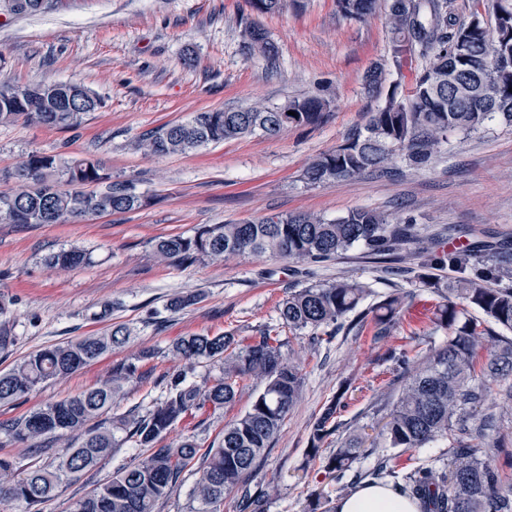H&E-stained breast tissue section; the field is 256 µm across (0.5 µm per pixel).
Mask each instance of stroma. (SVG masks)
I'll use <instances>...</instances> for the list:
<instances>
[{
	"instance_id": "stroma-1",
	"label": "stroma",
	"mask_w": 512,
	"mask_h": 512,
	"mask_svg": "<svg viewBox=\"0 0 512 512\" xmlns=\"http://www.w3.org/2000/svg\"><path fill=\"white\" fill-rule=\"evenodd\" d=\"M252 26L276 45L275 63L245 49L244 31ZM387 52L384 14L349 21L338 14L336 0H288L273 15L252 11L245 0H54L30 15L0 11V81L77 80L104 101L75 128L0 125V171L13 170L34 151L98 158L113 180L127 182L144 201L130 212L74 224L0 222V296L13 302L0 319L10 338L0 349V371L42 347L101 334L115 324L132 330L127 343L72 375L0 405V457L12 459L16 472L58 461L69 441L51 438L29 447L6 432L14 420L96 387L130 362L147 371L148 379L125 383L100 421L145 413L163 400L165 375L182 371L188 383L205 387L222 369L218 362L188 365L174 351L177 339L231 333L246 345L268 329L283 340V353L300 363L304 383L252 473L251 488L265 493L267 512H309L315 490L332 501L343 496L324 460L341 436L355 432L370 444L387 421L402 381L383 360L385 350L402 345L423 351L448 340V330L415 319L433 301L418 279L422 255L406 246L398 273L388 274L359 247L320 265L254 255L181 265L160 259L154 244L161 237L194 235L209 224L302 212L335 219L357 208L412 217L426 234L443 235L463 253L476 240L512 242V128L495 121L476 133H449L422 169L398 159L385 171L344 181L304 180L307 164L342 144L376 108L363 76ZM314 95L330 100L328 117L315 126L211 143L186 155L155 157L140 146L151 131L199 112ZM73 246L89 253V263L70 269L45 263L46 255ZM336 278L405 294L408 310L388 338L374 339L367 330L318 346L308 332L284 327L277 306L290 289ZM186 295L196 296V303L170 310L173 297ZM263 386L260 378L245 380L234 404L186 417L170 429L164 445L191 438L208 448ZM489 387L482 410L495 415L496 433L504 439L492 461L512 483V376ZM337 395L340 428L322 445L319 461L307 465L312 424ZM147 454L125 443L75 474L40 512H70L74 501Z\"/></svg>"
}]
</instances>
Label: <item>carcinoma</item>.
Returning <instances> with one entry per match:
<instances>
[{
  "instance_id": "carcinoma-1",
  "label": "carcinoma",
  "mask_w": 512,
  "mask_h": 512,
  "mask_svg": "<svg viewBox=\"0 0 512 512\" xmlns=\"http://www.w3.org/2000/svg\"><path fill=\"white\" fill-rule=\"evenodd\" d=\"M491 2L488 15L474 9L463 19L455 0H336L346 20L363 21L384 11L389 47L398 48L402 57L395 67L388 61L369 66L365 89L380 99L379 105L367 113L363 127L336 149L312 159L304 179L310 184L348 180L368 169L384 168L398 157L421 168L440 151L451 131L476 132L493 120L512 127V0ZM246 3L258 13L275 14L285 0ZM245 36L249 52L269 62L276 59V46L263 29L251 26ZM403 70L415 72L407 92L399 81L389 79ZM101 107L97 94L75 82L0 83V123L22 119L47 127H76ZM328 107V101L309 97L274 106L199 112L188 122L161 126L141 146L155 156L187 154L257 131L276 135L289 126L318 124ZM2 179L16 183L15 188L0 191V221L12 224L71 223L141 206L140 197L122 182L95 190L112 176L101 160L92 157L66 161L54 154L32 152L15 171L1 173ZM411 242L428 253L418 278L437 297L434 322L451 336L448 343L423 355L411 357L402 348L388 352V359L405 374V383L382 433L385 447L394 453L376 458L370 476L393 479L394 486L418 500L426 512H512V484L504 482L490 462L494 448L487 431L493 429L494 418L490 415L477 425L468 423V410L484 402L488 393L482 378L512 374V338L498 341L481 364L478 350L490 328L465 317L472 308L487 321L512 330V286H498L508 276L509 268L501 259L512 257L509 248L470 266L466 256L446 252L438 240L422 236L412 218L391 220L375 210L358 208L333 220L301 213L206 225L189 237L158 239L155 251L181 264L226 254L323 264L361 246L368 256L387 262ZM44 261L73 268L89 257L84 250L71 247L49 254ZM446 268L460 276L446 279L439 275ZM373 295L369 284L353 279L311 283L291 291L279 304L280 319L291 330L313 331L317 344L331 342L344 329L360 333L367 327L375 338L384 339L400 319L404 295L394 290L368 311L359 310ZM130 335L127 326L115 325L100 335L35 351L0 372V403L78 371L124 344ZM235 345L230 334L180 338L175 344L178 354L191 364L222 360V374L204 390L187 383L181 372L165 376L164 399L143 415L115 417L108 427L91 424L112 408L122 381L146 377L131 363L116 369L99 386L49 402L13 422L8 431L19 441L71 435L75 443L58 463L13 480L6 495L31 510L73 475L94 467L121 442L131 439L151 453L136 465L119 469L112 479L74 502L70 512H156L182 473L195 465L198 453L197 442L190 438L177 448L161 445L167 431L208 405L233 404L239 382L259 376L265 380L264 389L242 415L224 426L217 446L204 454L193 490L198 507L192 512H218L224 494L233 491L239 494L240 512H265L264 495L251 491L249 477L297 403L303 374L299 364L283 355L282 341L268 331L236 351ZM340 399L338 395L330 400L313 423L307 462L315 461L322 444L339 429ZM439 441L448 442V469L422 466L399 476L395 450L432 448ZM365 455L363 438L349 436L339 442L326 469L340 483L351 465Z\"/></svg>"
}]
</instances>
